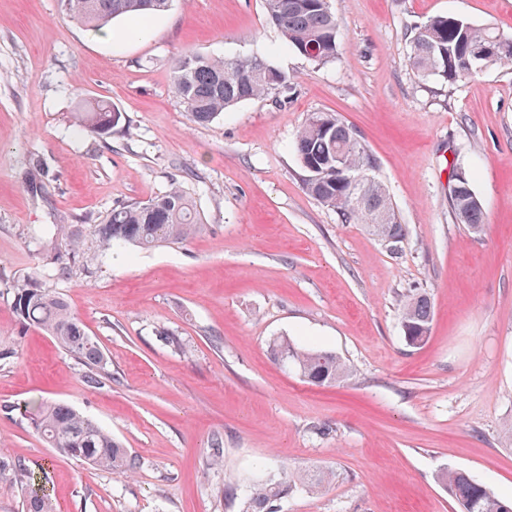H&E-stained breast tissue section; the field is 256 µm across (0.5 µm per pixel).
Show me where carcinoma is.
<instances>
[{"mask_svg":"<svg viewBox=\"0 0 512 512\" xmlns=\"http://www.w3.org/2000/svg\"><path fill=\"white\" fill-rule=\"evenodd\" d=\"M67 16L99 30L112 20L136 16L144 21L169 9L172 0H59ZM266 14L282 34L284 47L316 66L336 61L339 55L338 24L330 0H264ZM500 32L474 26L458 17L438 15L413 28L411 66L423 79L453 83L471 76L466 67L473 55L494 46ZM288 89V77L267 60L257 56L212 59L190 53L173 67L172 90L183 103L190 120L208 123L239 103ZM122 113L105 101L87 104L74 113L77 127L98 136L108 135L119 125ZM305 178L304 188L322 204L336 209L342 221L364 224L382 241L395 247L406 229L395 210L386 186L373 179L362 188L336 183V158L349 172L373 166L357 134L334 113L308 115L294 143ZM460 223L477 231L484 223L483 206L470 176L455 181L452 192ZM202 229L193 215L186 191L173 185L147 201L119 205L95 225L100 247L110 250L128 244L153 248L182 243ZM14 309L22 324L51 336L66 354L88 370L89 385L101 384L107 375L106 360L97 341L70 311L65 300L43 288L33 276L13 285ZM401 326L407 345H422L433 318L430 298L419 293L401 311ZM274 361L295 372L305 382L329 386L348 373L347 365L333 352L298 345L280 337L270 343ZM29 419L37 434L58 453L93 467L131 471L135 461L112 434L98 423L61 403H39L31 407ZM441 480L460 512H512V500L499 497L486 483L468 472L448 469ZM292 484L287 475L273 474L254 488L245 512H275L274 503L288 494ZM26 512H54L40 485L29 478Z\"/></svg>","mask_w":512,"mask_h":512,"instance_id":"obj_1","label":"carcinoma"}]
</instances>
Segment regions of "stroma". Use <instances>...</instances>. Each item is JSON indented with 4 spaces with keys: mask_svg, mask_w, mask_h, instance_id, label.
Segmentation results:
<instances>
[{
    "mask_svg": "<svg viewBox=\"0 0 512 512\" xmlns=\"http://www.w3.org/2000/svg\"><path fill=\"white\" fill-rule=\"evenodd\" d=\"M332 8L339 55L316 66L282 49L263 0H173L149 23L114 20L117 44L58 0H0V512H25L28 471L57 512H242L268 475L308 469L333 477L278 512H457L448 468L512 498V65L446 83L409 62L411 26L437 15L512 36V0ZM188 52L264 57L291 88L193 123L170 84ZM99 98L123 115L103 137L73 120ZM313 112L336 114L374 160L407 230L397 250L305 191L294 142ZM456 166L481 231L456 219ZM174 182L200 233L100 248L113 206ZM27 276L98 342L100 385L22 325L13 284ZM420 292L433 321L412 348L400 314ZM276 336L335 352L350 376L304 382L273 360ZM41 401L98 422L136 468L56 453L24 414Z\"/></svg>",
    "mask_w": 512,
    "mask_h": 512,
    "instance_id": "1",
    "label": "stroma"
}]
</instances>
